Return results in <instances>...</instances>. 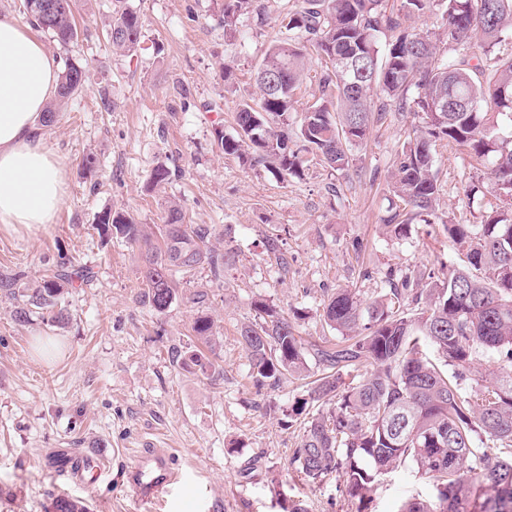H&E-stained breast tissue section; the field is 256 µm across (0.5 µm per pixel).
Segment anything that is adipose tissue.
Here are the masks:
<instances>
[{
  "label": "adipose tissue",
  "instance_id": "ef3b65f1",
  "mask_svg": "<svg viewBox=\"0 0 512 512\" xmlns=\"http://www.w3.org/2000/svg\"><path fill=\"white\" fill-rule=\"evenodd\" d=\"M59 63L29 27L0 16V225L53 223L64 199V163L47 145L43 111Z\"/></svg>",
  "mask_w": 512,
  "mask_h": 512
}]
</instances>
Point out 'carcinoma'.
Listing matches in <instances>:
<instances>
[{"instance_id": "cac0c4a2", "label": "carcinoma", "mask_w": 512, "mask_h": 512, "mask_svg": "<svg viewBox=\"0 0 512 512\" xmlns=\"http://www.w3.org/2000/svg\"><path fill=\"white\" fill-rule=\"evenodd\" d=\"M45 20L39 0H22L31 25L63 48L79 31L75 0ZM261 15L255 0H224V31H237L240 16ZM435 16L438 33H417L409 21ZM292 37L268 48L256 73L257 96L237 104L238 132L215 131L218 149L242 160L259 159L279 177L300 179L312 154L334 169L349 166L350 149L361 145L370 125L388 108L423 115L424 126L397 147L391 192L397 205L384 219L401 238L413 224H430L441 185L433 170L432 144L445 141L490 165L489 182L500 206L481 224H448V237L464 264L422 265L368 305L352 289L337 291L323 320L341 335L338 343H306L290 318L276 308L254 305L240 329L249 374L258 387L282 379L308 378L307 356L323 365L304 397L287 415L316 414L303 423L292 462L310 480L337 475L356 512H367L380 475L406 461L433 479L430 498L413 497L398 512H512V141L494 134L512 125V0H302L288 13ZM141 20L127 0H112V50L132 54ZM325 60L320 101L299 123L295 91L307 77V46ZM352 62L344 73L336 63ZM87 81L86 68L66 64L58 100L47 106L52 125L60 107ZM101 230L130 242L149 240L145 225L122 213L104 212ZM162 246L147 252L141 271L144 301L164 312L177 298L174 276L204 265L219 280L224 255L209 246V227L189 224L175 203L159 229ZM19 275L0 274V292L16 301L14 320L36 314L50 324L68 320L64 286L73 283L65 262L46 270L33 288H17ZM212 321L198 317L193 336L212 344ZM494 356L492 380L468 384L479 352ZM368 362L371 371L360 374ZM187 362L203 374L215 360L194 351ZM53 512H89L87 501L58 496Z\"/></svg>"}]
</instances>
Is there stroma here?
I'll return each instance as SVG.
<instances>
[{"label":"stroma","mask_w":512,"mask_h":512,"mask_svg":"<svg viewBox=\"0 0 512 512\" xmlns=\"http://www.w3.org/2000/svg\"><path fill=\"white\" fill-rule=\"evenodd\" d=\"M260 2L264 20L241 16L229 35L222 0H129L141 16V42L121 55L106 35L112 0H78V43L64 49L45 39L59 62L85 65L88 80L45 130L65 162L63 204L54 223L0 227V273H21L20 287L29 288L62 255L72 268H89L93 282L69 286L63 326L36 317L18 324L13 300L0 293V512H48L63 494L88 500L91 512H283L280 491L308 512H355L338 478L298 477L290 458L301 424L283 411L302 383L254 386L240 327L265 301L299 312L305 339L336 341L320 318L333 293L354 288L370 301L413 267L440 257L460 263L445 222L481 223L497 200L468 199L469 184L487 182V165L439 145V222L412 225L403 239L386 233L394 153L422 121L409 111L385 112L342 171L315 158L302 179H282L265 164L224 155L213 132L237 134L236 106L253 93L255 69L286 37L283 19L297 4ZM104 95L112 111H99ZM88 154L96 159L90 171ZM159 165L172 176L153 190L149 176ZM173 202L188 223L210 228L227 264L220 284L205 267L177 274L179 298L159 313L142 298L146 244L101 237L96 225L101 212L123 211L156 245ZM203 314L219 355L208 376L182 363ZM57 448L108 458L109 469L92 488L66 481L49 461ZM149 448L171 453L181 475L162 502L136 505L121 474ZM432 491V480L407 462L380 476L370 509L396 512Z\"/></svg>","instance_id":"stroma-1"}]
</instances>
